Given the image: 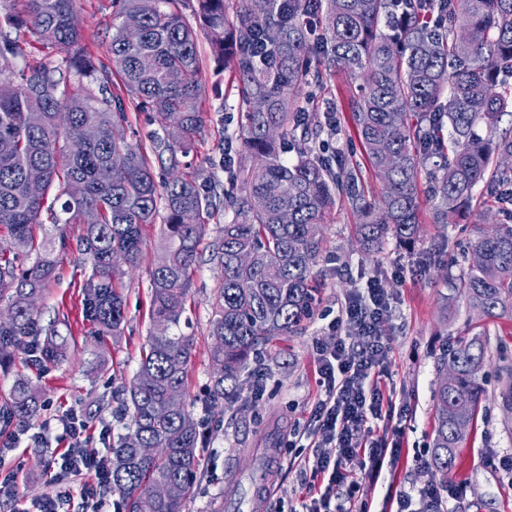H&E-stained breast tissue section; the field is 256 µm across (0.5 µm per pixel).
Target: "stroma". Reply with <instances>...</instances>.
Instances as JSON below:
<instances>
[{"label":"stroma","instance_id":"obj_1","mask_svg":"<svg viewBox=\"0 0 512 512\" xmlns=\"http://www.w3.org/2000/svg\"><path fill=\"white\" fill-rule=\"evenodd\" d=\"M77 15L84 44L98 64L109 61L112 37L110 0H78ZM202 68L201 107L204 124L197 145L186 165L202 169V190L223 204L224 193L239 177L245 162L241 112L230 69L215 60L207 39L198 42ZM358 83L347 72L331 70L319 83L306 87L297 106L314 101L318 107V140L335 148V160L360 163L365 157L353 132L347 101ZM361 184L367 195L378 196L380 183L364 168ZM419 240L404 247L388 243L381 251L365 253L356 235L361 219L347 202L337 201L324 227V250L317 266L319 288L311 319L300 333L274 341L254 360L260 375L246 373L239 390L213 404L209 392L208 339L209 298L221 273L216 262L203 260L190 290L192 306L187 313V333L196 338L187 398L194 416L207 434L202 453L205 466L197 477V493L186 512H211L215 502L249 501L254 491L270 492L267 512H293L302 492L301 475L295 463L296 449L289 441L294 429L306 426L317 391L313 370L320 346L336 343L333 327L345 298L363 292L369 280L381 281L391 310L382 324L390 344L389 376L403 417L380 424L376 438L400 441L401 459L384 468L378 480L356 477L352 490L355 503L369 512H390L400 491L435 483L431 435L436 387L435 358L447 341L464 334L469 316L459 308L453 321H446L441 297L448 292V274L468 266L472 255L468 243L480 229L478 203H471L467 217L455 224H437L432 219V199L427 185H420ZM83 234L79 224L69 225V247L58 256L55 279L37 302L35 314L41 324L56 322L59 333L74 349L59 365L32 362L27 348H19L10 361L0 364V403L10 395L18 379L28 380L42 393L46 405L30 421L39 429L44 419L69 411L82 412L92 429L110 426L121 433L115 412L136 372L139 354L147 345L151 271L158 259L159 227L144 230L145 245L139 267L124 279L127 288L126 323L122 336H96L82 310L81 286L92 272L88 255L78 249ZM485 389L483 408L469 431L456 463L448 473L452 483H464L462 495L448 506L451 512H512V478L501 467L487 464V456L512 454V429L504 422L497 400V363L489 361L482 371ZM424 464H417V457ZM52 447L33 444L29 436L18 440L0 437V469L18 470L19 501L0 498V512H16L18 503H30L53 495L50 479Z\"/></svg>","mask_w":512,"mask_h":512}]
</instances>
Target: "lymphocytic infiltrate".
<instances>
[{
    "label": "lymphocytic infiltrate",
    "mask_w": 512,
    "mask_h": 512,
    "mask_svg": "<svg viewBox=\"0 0 512 512\" xmlns=\"http://www.w3.org/2000/svg\"><path fill=\"white\" fill-rule=\"evenodd\" d=\"M387 311L383 288L370 283L366 295L345 300L337 318L352 328V339L318 352L319 397L309 412L307 434L314 452L301 460L305 493L300 512H367L349 497L332 503L333 490L359 472L379 478L386 458L399 455L398 448H387L373 436L376 423L390 420L394 412L393 394L382 383L389 345L379 324ZM42 430L64 444L51 465L57 492L22 512H73L77 506L100 512L101 495L111 486L109 465L88 436L84 416L71 411L45 420Z\"/></svg>",
    "instance_id": "lymphocytic-infiltrate-1"
}]
</instances>
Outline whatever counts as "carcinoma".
<instances>
[{
	"instance_id": "cac0c4a2",
	"label": "carcinoma",
	"mask_w": 512,
	"mask_h": 512,
	"mask_svg": "<svg viewBox=\"0 0 512 512\" xmlns=\"http://www.w3.org/2000/svg\"><path fill=\"white\" fill-rule=\"evenodd\" d=\"M3 2L9 9L5 20L17 35L0 29V232L9 237V249L0 248V287L11 290L9 320H0V362L13 356L25 336L31 337L33 361L69 358L56 324H40L31 309L57 267L52 239L35 242L34 229L44 219L64 250L65 226L83 223L88 211L97 214L78 244L92 261L82 284L83 313L97 335L116 337L125 321L126 271L112 264V254H125L129 267L140 263L145 226L155 223L163 202L150 318L165 332L151 334L141 354L124 401L131 427L112 449L110 478L123 512H185L202 465L204 434L190 403L173 412L166 397L186 396L195 337L185 335L181 324L215 209L197 176L176 174L203 125L197 31L183 19L185 0H111L110 64L97 68L81 46V30L70 23L77 0ZM197 5L217 59L234 63L250 161L242 195L228 202L232 217L212 243L221 267L209 321L210 391L217 404L239 388L251 354L277 336L292 335L311 315L323 227L337 198L346 197L362 217L358 240L366 251H378L391 239L411 245L419 237L418 173L429 155L443 159L433 176L435 223H453L481 184L512 198L503 188L512 168L501 164L512 159V133L495 135L499 118L512 108L505 89L512 78V0H236L234 22L226 0ZM319 13L326 30L315 45L307 17ZM129 14L140 19L135 33L115 24ZM20 31L65 56L16 71L29 45ZM314 51L326 69L360 81L348 112L381 183L376 200L356 187L354 170L333 173L316 152L313 117L290 106L308 82L306 60ZM70 72L97 91L67 85ZM255 101L263 103L259 112ZM130 109L153 113L163 129L152 137L151 152L169 179L156 180L143 148L110 136L111 128L129 122ZM87 123L101 129L95 142L79 137ZM270 126L279 138L267 136ZM62 137L66 153L59 149ZM291 148L292 162L284 157ZM115 154L127 160L121 172L112 170ZM32 166L47 172L40 199L30 198L25 187ZM285 208L293 221L280 224L277 215ZM470 247L481 260L449 277L444 314L451 320L462 303L479 313L480 322L436 358V372L454 369L451 380L437 378L434 395L433 459L444 489L456 449L484 400L479 373L490 350L501 357L506 349L499 338L491 346L490 326L512 320V224L494 223ZM244 251L253 255L248 267L238 263ZM498 383L500 406L511 420L512 360L499 366ZM40 399L20 380L0 414L27 423ZM153 442L163 445L160 454L141 457L139 447ZM161 482L176 484V494L156 499L152 488Z\"/></svg>"
}]
</instances>
